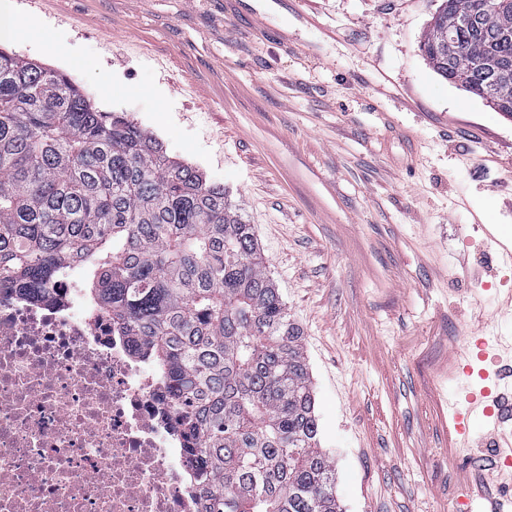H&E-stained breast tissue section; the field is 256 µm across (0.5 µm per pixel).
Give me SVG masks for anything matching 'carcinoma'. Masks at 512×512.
<instances>
[{
    "mask_svg": "<svg viewBox=\"0 0 512 512\" xmlns=\"http://www.w3.org/2000/svg\"><path fill=\"white\" fill-rule=\"evenodd\" d=\"M487 2L441 0L420 41L438 75L480 98L491 73L473 59L512 69V8L488 14ZM491 108L512 118V83ZM75 268L163 369L200 512H340L303 333L253 225L124 114L0 49V283L46 298Z\"/></svg>",
    "mask_w": 512,
    "mask_h": 512,
    "instance_id": "carcinoma-1",
    "label": "carcinoma"
}]
</instances>
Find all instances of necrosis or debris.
Instances as JSON below:
<instances>
[{"instance_id": "4bbe7bcc", "label": "necrosis or debris", "mask_w": 512, "mask_h": 512, "mask_svg": "<svg viewBox=\"0 0 512 512\" xmlns=\"http://www.w3.org/2000/svg\"><path fill=\"white\" fill-rule=\"evenodd\" d=\"M156 368L82 282L0 287V512H198Z\"/></svg>"}]
</instances>
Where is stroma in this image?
<instances>
[{"instance_id": "obj_1", "label": "stroma", "mask_w": 512, "mask_h": 512, "mask_svg": "<svg viewBox=\"0 0 512 512\" xmlns=\"http://www.w3.org/2000/svg\"><path fill=\"white\" fill-rule=\"evenodd\" d=\"M0 47L224 186L304 336L342 512L503 502L512 438L450 406L512 297V120L438 76L440 0H12Z\"/></svg>"}]
</instances>
